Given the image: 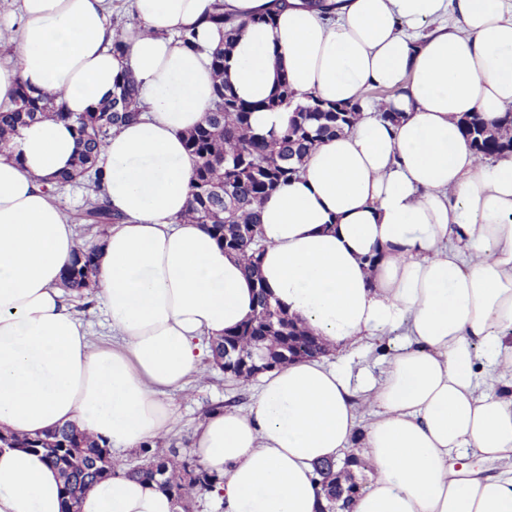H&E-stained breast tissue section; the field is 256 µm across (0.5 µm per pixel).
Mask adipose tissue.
I'll return each instance as SVG.
<instances>
[{"instance_id": "obj_1", "label": "adipose tissue", "mask_w": 512, "mask_h": 512, "mask_svg": "<svg viewBox=\"0 0 512 512\" xmlns=\"http://www.w3.org/2000/svg\"><path fill=\"white\" fill-rule=\"evenodd\" d=\"M224 0L241 29L224 80L254 104L255 132L286 128L266 101H360L361 119L316 145L299 176L263 203L260 274L273 300L326 349L392 334L382 377L322 359L265 372L248 413L213 412L194 434L224 478V512H319L314 466L353 446L371 478L351 512H512V474L455 471L467 453L512 467V155L477 159L458 122L512 108V0H336L334 16L286 0ZM211 0H132L114 31L112 0H10L19 87L59 90L81 114L135 79L145 113L113 129L98 166L123 214L102 237L97 288L112 339L92 344L58 283L77 239L45 180L69 169L72 127L45 119L0 156V426L35 435L68 425L115 449L161 437L167 393L202 373L208 339L249 318L255 284L201 224L184 222L186 133L213 94L210 52L224 38ZM453 16V26L441 20ZM432 31L417 40L424 26ZM195 28L196 50L174 40ZM124 50L111 51L114 37ZM381 87L379 101L369 90ZM390 112L395 122L380 119ZM374 409L359 427L357 400ZM62 483L42 454L0 450V512H61ZM155 482L115 475L80 512H175Z\"/></svg>"}]
</instances>
